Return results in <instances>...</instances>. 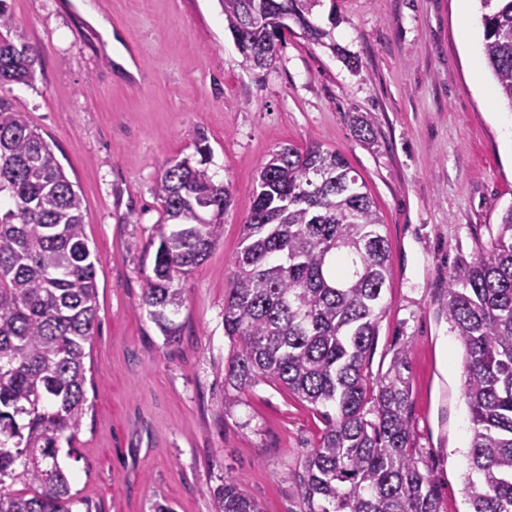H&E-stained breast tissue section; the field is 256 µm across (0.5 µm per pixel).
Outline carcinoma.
<instances>
[{"label": "carcinoma", "instance_id": "cac0c4a2", "mask_svg": "<svg viewBox=\"0 0 512 512\" xmlns=\"http://www.w3.org/2000/svg\"><path fill=\"white\" fill-rule=\"evenodd\" d=\"M319 0H219L232 36L277 49ZM484 58L512 109V0H479ZM37 53L0 0V85L29 84ZM164 167L155 196L162 222L143 305L174 338L179 283L210 254L230 190L195 145ZM86 208L43 134L0 97V512H73L59 462L87 414L86 350L97 323L99 263L85 238ZM383 221L363 179L336 150L288 144L258 172L224 295L234 354L224 378L244 392L272 381L320 412V444L296 475L301 512H438L436 483L410 451L407 354L375 382L364 374L383 287L392 276ZM445 310L464 348L471 424L464 495L469 512H512V205L490 245L448 273ZM219 512H261L234 476Z\"/></svg>", "mask_w": 512, "mask_h": 512}]
</instances>
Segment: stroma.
I'll return each instance as SVG.
<instances>
[{"instance_id": "stroma-1", "label": "stroma", "mask_w": 512, "mask_h": 512, "mask_svg": "<svg viewBox=\"0 0 512 512\" xmlns=\"http://www.w3.org/2000/svg\"><path fill=\"white\" fill-rule=\"evenodd\" d=\"M86 1L132 48L135 71L117 63ZM8 2L38 64L33 85L0 96L42 131L82 195L100 258L89 409L61 459L79 512H154L159 501L216 512L228 475L262 512H300L296 474L322 416L276 383L240 393L224 382L240 229L260 167L288 144L339 151L379 209L392 277L365 372L378 378L405 350L413 454L439 512H468L463 349L446 288L512 204V110L483 59L477 0L464 16L458 0H321L313 18L330 37L287 35L263 70L244 64L218 0ZM359 120L371 128L363 138ZM201 137L232 200L183 283L182 330L170 339L142 303L161 215L154 187Z\"/></svg>"}]
</instances>
